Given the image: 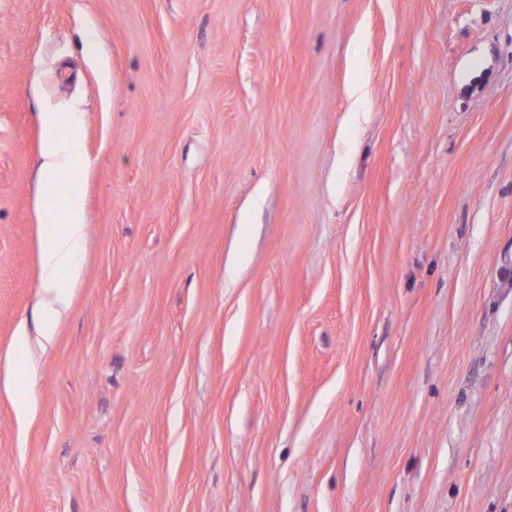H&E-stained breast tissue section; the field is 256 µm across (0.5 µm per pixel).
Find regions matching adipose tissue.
<instances>
[{
  "label": "adipose tissue",
  "instance_id": "ef3b65f1",
  "mask_svg": "<svg viewBox=\"0 0 512 512\" xmlns=\"http://www.w3.org/2000/svg\"><path fill=\"white\" fill-rule=\"evenodd\" d=\"M42 130V186L35 197V208L43 212L45 224L39 228L40 251L39 304L48 318L41 327L44 340L55 333V317L65 313L71 301L73 286L80 278L78 256L85 244V205L81 189H73L65 197H57L52 186L59 178L71 175L85 163L80 136V115L52 107L38 114Z\"/></svg>",
  "mask_w": 512,
  "mask_h": 512
}]
</instances>
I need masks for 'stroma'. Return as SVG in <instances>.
I'll list each match as a JSON object with an SVG mask.
<instances>
[{"label":"stroma","mask_w":512,"mask_h":512,"mask_svg":"<svg viewBox=\"0 0 512 512\" xmlns=\"http://www.w3.org/2000/svg\"><path fill=\"white\" fill-rule=\"evenodd\" d=\"M0 512H512V0H0ZM79 114L61 112L51 106L38 114L43 182L35 197V208L39 214L43 212L46 223L39 224L42 247L38 298L42 310L54 317L69 309L72 288L81 274L77 259L85 244L82 190L75 187L62 198L52 192L56 180L69 178L85 164Z\"/></svg>","instance_id":"stroma-1"}]
</instances>
